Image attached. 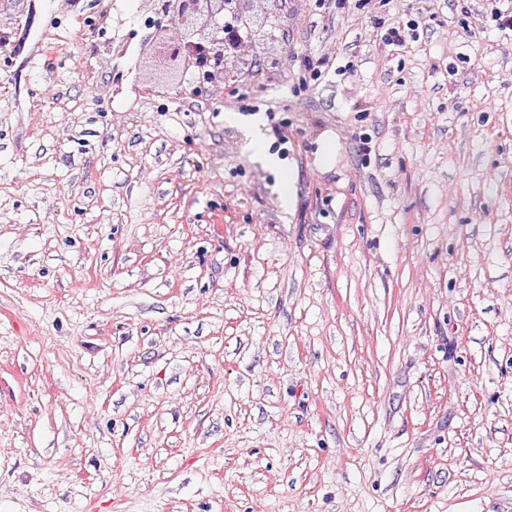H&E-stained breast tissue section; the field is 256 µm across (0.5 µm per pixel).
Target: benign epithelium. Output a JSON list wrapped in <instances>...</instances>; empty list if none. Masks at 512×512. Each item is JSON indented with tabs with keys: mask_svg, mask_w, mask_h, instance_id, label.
Segmentation results:
<instances>
[{
	"mask_svg": "<svg viewBox=\"0 0 512 512\" xmlns=\"http://www.w3.org/2000/svg\"><path fill=\"white\" fill-rule=\"evenodd\" d=\"M156 16L150 54L172 63L179 73L193 71L192 93L210 95L224 88L227 72L236 60L257 52L239 44L229 49L221 29L224 15L260 19L256 0H147Z\"/></svg>",
	"mask_w": 512,
	"mask_h": 512,
	"instance_id": "7a95c632",
	"label": "benign epithelium"
}]
</instances>
